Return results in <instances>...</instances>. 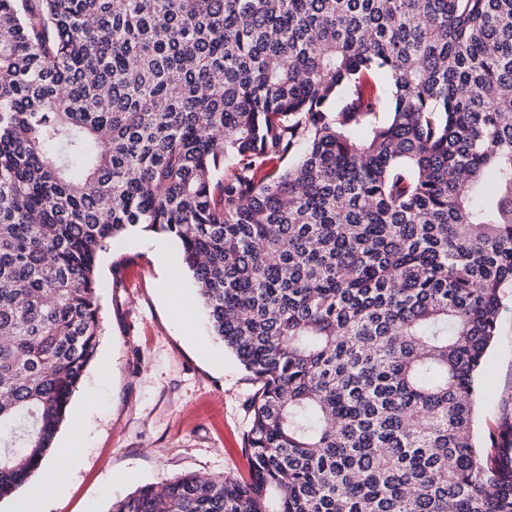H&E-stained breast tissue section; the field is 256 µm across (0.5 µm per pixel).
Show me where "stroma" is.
Returning a JSON list of instances; mask_svg holds the SVG:
<instances>
[{
    "label": "stroma",
    "instance_id": "1",
    "mask_svg": "<svg viewBox=\"0 0 512 512\" xmlns=\"http://www.w3.org/2000/svg\"><path fill=\"white\" fill-rule=\"evenodd\" d=\"M178 251L177 239L148 232L102 254V333L56 440L62 448L77 439L66 484L47 495L44 512H108L140 486L185 473L248 478L256 385L213 335L191 274L173 263ZM124 255L132 264L113 272ZM170 284L182 307L167 302ZM479 381L477 434L512 448L500 434L512 420V293Z\"/></svg>",
    "mask_w": 512,
    "mask_h": 512
}]
</instances>
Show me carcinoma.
Segmentation results:
<instances>
[{"label": "carcinoma", "mask_w": 512, "mask_h": 512, "mask_svg": "<svg viewBox=\"0 0 512 512\" xmlns=\"http://www.w3.org/2000/svg\"><path fill=\"white\" fill-rule=\"evenodd\" d=\"M179 240L257 383L248 480L110 512H512L478 373L512 290V0H0V501Z\"/></svg>", "instance_id": "obj_1"}]
</instances>
